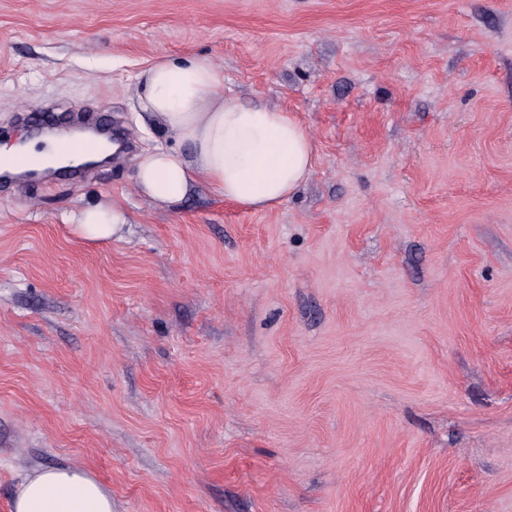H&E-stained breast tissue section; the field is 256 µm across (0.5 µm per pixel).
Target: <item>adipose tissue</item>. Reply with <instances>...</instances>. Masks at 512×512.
I'll return each instance as SVG.
<instances>
[{
	"label": "adipose tissue",
	"mask_w": 512,
	"mask_h": 512,
	"mask_svg": "<svg viewBox=\"0 0 512 512\" xmlns=\"http://www.w3.org/2000/svg\"><path fill=\"white\" fill-rule=\"evenodd\" d=\"M135 86L141 111L179 143L138 157L134 185L153 206L176 207L203 186L265 211L287 201L312 173L314 144L298 117L225 94L224 71L209 58L156 59L136 74ZM72 221L79 236L108 241L130 214L115 200L84 208ZM12 512H112V497L86 471L38 468L19 483Z\"/></svg>",
	"instance_id": "adipose-tissue-1"
}]
</instances>
